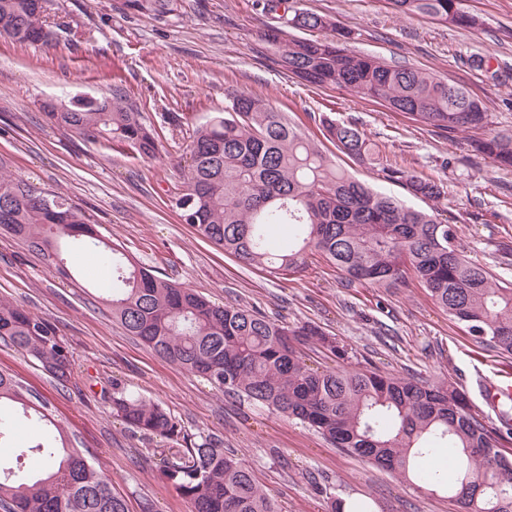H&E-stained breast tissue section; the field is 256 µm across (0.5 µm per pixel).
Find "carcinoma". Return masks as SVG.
<instances>
[{
  "label": "carcinoma",
  "instance_id": "cac0c4a2",
  "mask_svg": "<svg viewBox=\"0 0 512 512\" xmlns=\"http://www.w3.org/2000/svg\"><path fill=\"white\" fill-rule=\"evenodd\" d=\"M43 0H0V39L47 45L53 39ZM397 13L461 28L479 20L460 0H386ZM132 13L164 17L173 0H124ZM265 12L310 37L278 42V64L315 87L336 86L387 106L438 131L489 126L488 112L468 90L418 67L391 64L346 46L349 33L326 15L294 0H265ZM47 120L83 139L104 137L114 150L146 157L160 152L155 130L123 87L112 99L77 93L65 105L43 106ZM325 141L311 138L283 112L244 92L228 95L224 114L196 125L186 144L187 169L175 202L184 223L240 263L271 275L299 273L318 252L341 272V286L391 288L416 278L436 304L463 323L475 342L512 355V283L492 279L469 257L460 227L439 220L446 198L441 180L386 160L385 178L431 210L378 192L342 169L325 150L330 142L357 162H375L367 136L351 122L319 116ZM473 156L512 171V133L472 139ZM274 224L294 227L286 244ZM0 229L50 262L61 278L62 244L89 245L90 259L112 268L102 301L126 333L178 368L207 380L224 395L298 420L334 447L392 473L400 482L445 495L457 512H512V434L472 410L450 383L352 365L353 348L311 322L290 325L254 307L216 305L192 288L125 256L102 239L69 196L44 191L20 175L0 174ZM0 343L37 362L59 385L74 374V352L48 320L0 302ZM336 362L312 367L302 348ZM112 417L145 437L182 439L183 448H155L162 475L189 512H278L257 472L212 435L193 436L162 405L112 383ZM42 432L15 459L0 460L3 512H128L126 499L97 467L79 436L14 375L0 370V442L10 441L20 418ZM41 460L38 473L19 465Z\"/></svg>",
  "mask_w": 512,
  "mask_h": 512
}]
</instances>
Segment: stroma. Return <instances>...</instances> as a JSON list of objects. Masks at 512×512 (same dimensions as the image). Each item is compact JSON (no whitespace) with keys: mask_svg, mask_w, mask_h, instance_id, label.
<instances>
[{"mask_svg":"<svg viewBox=\"0 0 512 512\" xmlns=\"http://www.w3.org/2000/svg\"><path fill=\"white\" fill-rule=\"evenodd\" d=\"M123 0H54L62 27L49 46L0 40V170L79 204L102 236L127 256L217 304L254 307L291 324L311 322L355 350L354 361L394 374L447 380L481 416L485 385L512 357L475 343L416 279L397 288L342 287L335 266L318 254L297 274L272 276L240 264L184 224L173 200L183 148L194 125L223 111L228 92L253 95L310 134L329 114L356 123L370 141L411 171L442 180L448 223L459 225L468 254L496 280L512 283V172L471 157V132L448 135L422 126L354 92L314 89L290 78L266 40L280 28L255 0H174L157 19L122 8ZM331 16L351 33L355 51L409 64L463 85L481 100L494 130L512 129V0H462L479 29L408 18L385 0H296ZM494 57L499 80L472 64ZM124 87L161 143L157 157L113 151L46 123L44 100L84 90L100 97ZM71 279L11 235L0 232V301L51 321L73 351L77 370L66 386L51 382L27 357L0 344V369L45 399L91 449L130 512H189L151 455L156 440L112 416L113 382L169 409L191 432L219 438L259 474L283 512H328L327 494L372 501L374 512H454L447 498L402 485L328 444L298 422L225 397L207 381L155 356L127 336L98 298L108 275L86 248L67 245Z\"/></svg>","mask_w":512,"mask_h":512,"instance_id":"obj_1","label":"stroma"}]
</instances>
